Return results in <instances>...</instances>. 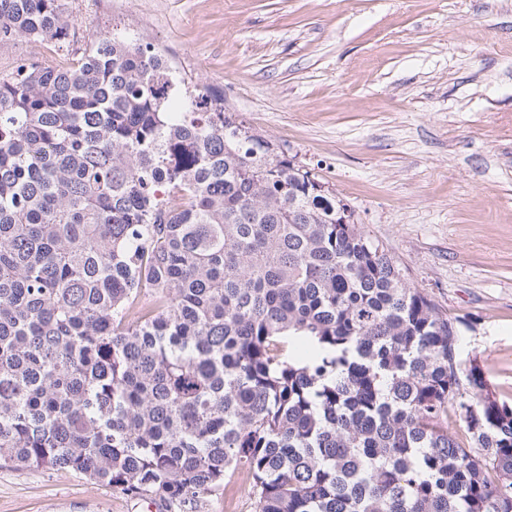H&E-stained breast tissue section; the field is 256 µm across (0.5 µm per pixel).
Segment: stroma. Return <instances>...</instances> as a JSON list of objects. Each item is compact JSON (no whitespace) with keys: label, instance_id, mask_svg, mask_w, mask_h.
Here are the masks:
<instances>
[{"label":"stroma","instance_id":"stroma-1","mask_svg":"<svg viewBox=\"0 0 512 512\" xmlns=\"http://www.w3.org/2000/svg\"><path fill=\"white\" fill-rule=\"evenodd\" d=\"M67 49L30 38L24 62L80 57L101 31L163 52L224 93L252 131L311 170L405 281L460 320L463 358L512 403V0H65ZM0 512H143L69 469L0 462ZM199 512H256L249 484Z\"/></svg>","mask_w":512,"mask_h":512}]
</instances>
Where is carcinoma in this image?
<instances>
[{"label": "carcinoma", "mask_w": 512, "mask_h": 512, "mask_svg": "<svg viewBox=\"0 0 512 512\" xmlns=\"http://www.w3.org/2000/svg\"><path fill=\"white\" fill-rule=\"evenodd\" d=\"M71 36L0 0V46ZM317 183L116 34L1 78L0 461L180 512L241 472L256 512H512V405Z\"/></svg>", "instance_id": "1"}]
</instances>
